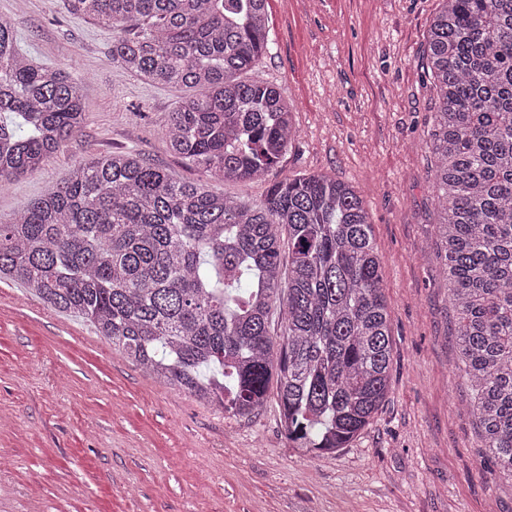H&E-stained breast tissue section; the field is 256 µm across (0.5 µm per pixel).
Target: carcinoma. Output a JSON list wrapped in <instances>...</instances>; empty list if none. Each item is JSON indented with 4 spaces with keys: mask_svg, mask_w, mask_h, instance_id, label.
Returning <instances> with one entry per match:
<instances>
[{
    "mask_svg": "<svg viewBox=\"0 0 512 512\" xmlns=\"http://www.w3.org/2000/svg\"><path fill=\"white\" fill-rule=\"evenodd\" d=\"M112 30V63L193 96L169 147L207 180L264 177L297 134L267 52V0H64ZM440 265L458 377L493 476L512 482V0H441L427 31ZM85 123L74 72L34 64L0 19V188L40 171ZM288 260H283V257ZM82 317L144 373L236 419L276 381L306 454L345 448L390 390L391 324L357 190L273 181L258 204L100 154L0 221V279ZM283 324L270 332L272 315Z\"/></svg>",
    "mask_w": 512,
    "mask_h": 512,
    "instance_id": "carcinoma-1",
    "label": "carcinoma"
}]
</instances>
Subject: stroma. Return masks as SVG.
Listing matches in <instances>:
<instances>
[{
	"label": "stroma",
	"instance_id": "1",
	"mask_svg": "<svg viewBox=\"0 0 512 512\" xmlns=\"http://www.w3.org/2000/svg\"><path fill=\"white\" fill-rule=\"evenodd\" d=\"M439 0H268L256 66L291 104L297 136L267 178L212 180L253 203L271 181L326 174L355 187L389 304L391 387L371 424L335 452L289 447L276 394L237 420L144 375L85 319L0 282V512H512L493 480L454 370L448 289L434 259L433 159L420 146L435 93L426 36ZM34 63L81 79L82 132L38 173L0 191V218L71 167L129 150L184 180L168 149L182 88L113 64L112 33L62 0H0Z\"/></svg>",
	"mask_w": 512,
	"mask_h": 512
}]
</instances>
